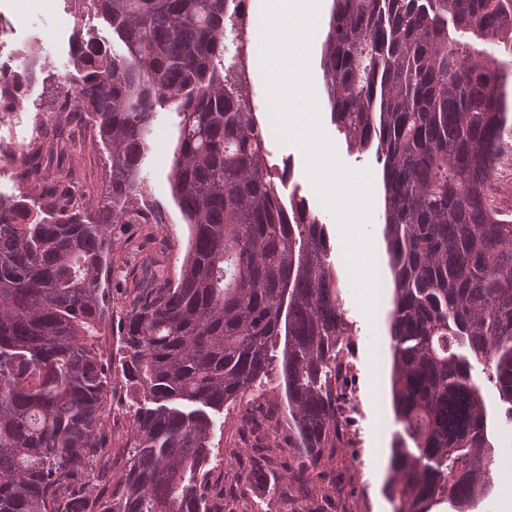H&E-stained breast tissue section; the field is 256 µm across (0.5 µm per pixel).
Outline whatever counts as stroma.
Listing matches in <instances>:
<instances>
[{
	"mask_svg": "<svg viewBox=\"0 0 512 512\" xmlns=\"http://www.w3.org/2000/svg\"><path fill=\"white\" fill-rule=\"evenodd\" d=\"M0 9L11 16L14 42L23 54L36 63V75L29 85L22 105L31 115L48 117L43 136L37 144L52 148L53 166L69 175L71 186L99 193L105 188L109 169L102 152L95 146V131L85 116L72 118L59 125L52 115L63 84L74 83L77 71L73 65V44L78 36L93 37L110 52L124 53V45L112 34L109 25L89 10L85 0H0ZM331 0H322L316 16V29L310 41L308 74L316 101L321 127L332 143L339 162L354 171H369L371 177V247L375 259V293L377 305L368 314L360 306V290L356 287L345 257V244L333 213L322 203L307 174V158L301 147L284 141L276 119L268 110V85L257 66L246 71L249 99L265 135L266 158L272 170L290 164L292 175L286 192L306 199L310 209L325 224L332 247L331 261L342 285V308L358 345L359 378L357 389L363 403L357 426L364 444L359 448H340L325 456L318 470L320 479L308 485L304 501L309 512H395V504L385 491L388 477L391 441L399 425L396 421L391 393V351L388 318L392 308L393 285L387 264L386 241L381 216L384 210L382 166L374 151H350L343 135L331 120L330 106L324 91L321 68L322 44L328 28ZM179 118L174 109L159 110L148 138L149 152L141 168L145 197L165 214L161 224H119L112 231V277L109 283L110 309L120 313L129 308L136 295L125 286L127 275L137 268L130 257L132 249L158 260L170 278H177L188 251L190 229L173 198L171 165L178 144ZM25 141L23 149H31ZM112 409L107 422L112 429L114 451L109 467L120 474L128 456L122 453L124 437L131 427L135 410L144 405L141 393L124 381L120 366L112 368ZM283 395L275 382L263 387V394L251 406L225 404L212 412L213 446L205 485L206 499L212 512H224V494L240 484L248 471L236 457L243 442L239 430L243 416L261 423L267 437L265 451L269 459L270 479L276 482V493L254 490L237 503L239 512H292L297 496L290 475L298 459L288 446V428L283 423L279 405Z\"/></svg>",
	"mask_w": 512,
	"mask_h": 512,
	"instance_id": "obj_1",
	"label": "stroma"
}]
</instances>
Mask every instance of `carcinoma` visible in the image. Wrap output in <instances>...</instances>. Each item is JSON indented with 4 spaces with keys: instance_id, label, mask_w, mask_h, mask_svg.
<instances>
[{
    "instance_id": "cac0c4a2",
    "label": "carcinoma",
    "mask_w": 512,
    "mask_h": 512,
    "mask_svg": "<svg viewBox=\"0 0 512 512\" xmlns=\"http://www.w3.org/2000/svg\"><path fill=\"white\" fill-rule=\"evenodd\" d=\"M126 53L76 40L58 112L86 114L108 186L87 201L27 176L44 202L0 197V512H210L208 410L252 402L284 337L288 444L315 470L337 447V357L348 335L325 224L266 163L247 88L221 67L236 0H87ZM512 0H333L321 67L332 122L383 165L393 276L389 498L396 512L485 497L492 408L512 420V216L493 205L512 64ZM175 107L173 197L191 229L177 282L121 321L122 372L139 408L111 484L86 478L112 453L111 360L101 352L112 226L162 224L140 167L157 109ZM266 482L255 468L239 491Z\"/></svg>"
}]
</instances>
